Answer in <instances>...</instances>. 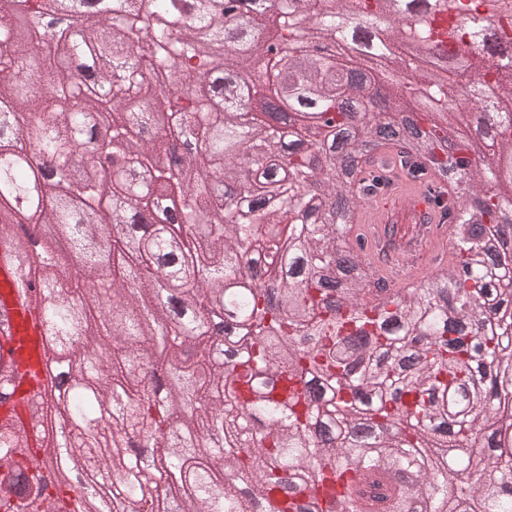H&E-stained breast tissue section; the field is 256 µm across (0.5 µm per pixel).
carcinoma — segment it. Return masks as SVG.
Returning <instances> with one entry per match:
<instances>
[{
	"label": "carcinoma",
	"instance_id": "cac0c4a2",
	"mask_svg": "<svg viewBox=\"0 0 512 512\" xmlns=\"http://www.w3.org/2000/svg\"><path fill=\"white\" fill-rule=\"evenodd\" d=\"M55 0H0V236L18 256L27 226L54 225L65 242L57 267L78 266L71 286L53 271L22 274L40 307L49 368L37 399L55 392L53 366L79 376L67 411L68 443L43 435L27 443L0 423V512H64L57 503L89 495L83 483L47 478V461L75 455L112 499V512H157L155 500L181 492L183 512H276L269 497L291 495L293 512H512V351L496 316L512 309V194L486 192L465 204L473 185L497 174L495 160L471 158V139L448 138L435 113L457 112L512 151V78L502 76L497 45L511 42L512 0H446L439 11L394 15L391 45L440 48L434 22L448 17L452 59L478 64L430 86L394 73L366 92L351 70L310 54V36L336 37L340 17L367 32L383 24L388 0H280L276 12H245L255 50L235 55L263 93L271 84L304 87L316 137L300 138L247 110L229 89L211 103L210 80L225 57L197 39L206 28L226 42L218 0H85L77 25L46 33ZM428 108L402 112L408 92ZM89 112L109 115L83 135ZM194 140L172 166L157 158L174 143L153 128L156 113ZM200 176L187 183L184 172ZM153 174L149 183L132 177ZM418 182L427 207L447 221L373 225L393 254L372 251L356 223L377 207L386 183ZM180 195L177 230L189 237L177 282L186 314L171 315L158 259L170 230L134 222ZM82 210L71 206L74 196ZM97 224L90 248L83 225ZM281 226L273 235L269 226ZM112 235H107V227ZM448 234L451 249L418 267L410 286L388 275L403 255L396 233L423 253ZM230 309L218 361L208 321L214 297ZM183 337L195 350L190 357ZM297 380L302 400H277ZM122 398L125 404L117 402ZM112 404L104 432L91 425ZM368 430H360L359 413ZM175 428L183 452L165 446ZM112 451L107 463L105 449ZM341 475L339 502L321 500L324 473ZM174 474V483L158 482ZM220 498L200 489L211 478Z\"/></svg>",
	"mask_w": 512,
	"mask_h": 512
}]
</instances>
